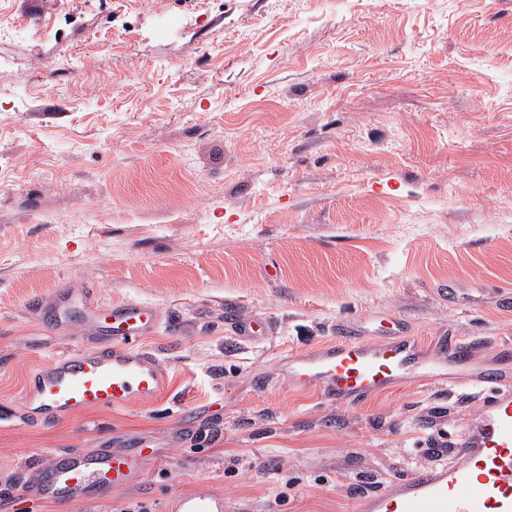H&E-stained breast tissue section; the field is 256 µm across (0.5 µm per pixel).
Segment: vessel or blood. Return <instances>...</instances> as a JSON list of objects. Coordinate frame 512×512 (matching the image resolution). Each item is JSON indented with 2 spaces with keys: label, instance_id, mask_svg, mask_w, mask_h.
<instances>
[{
  "label": "vessel or blood",
  "instance_id": "1",
  "mask_svg": "<svg viewBox=\"0 0 512 512\" xmlns=\"http://www.w3.org/2000/svg\"><path fill=\"white\" fill-rule=\"evenodd\" d=\"M81 313L96 326L94 348L57 355L29 377L28 418L53 421L76 411L111 412L136 402L150 403L169 384V374L141 339L158 329L160 317L142 302L102 304L86 290L55 289L43 306L44 318L64 329ZM471 345L457 340L427 355L409 336L389 333L371 341L340 336L289 356L286 375L297 388L327 398L356 401L442 365L468 366ZM512 345L502 344L493 368L481 371L483 401L468 419L453 464L416 471L367 497L361 512H512ZM147 455L133 448L72 452L45 473L43 498L74 502L94 490H112L140 480ZM164 512H226L223 495L206 484L172 495Z\"/></svg>",
  "mask_w": 512,
  "mask_h": 512
}]
</instances>
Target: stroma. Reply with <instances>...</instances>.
<instances>
[{"mask_svg":"<svg viewBox=\"0 0 512 512\" xmlns=\"http://www.w3.org/2000/svg\"><path fill=\"white\" fill-rule=\"evenodd\" d=\"M0 405L90 346L56 288L145 302L154 404L0 423V512H357L454 461L481 388L336 403L283 358L399 330L512 344V0H0ZM78 67H58L66 51ZM32 72L23 83L20 71ZM267 326L242 343L236 325ZM149 452L142 479L42 499L60 454ZM224 496L206 484H198L189 493L174 494L166 502L164 512H226Z\"/></svg>","mask_w":512,"mask_h":512,"instance_id":"obj_1","label":"stroma"}]
</instances>
